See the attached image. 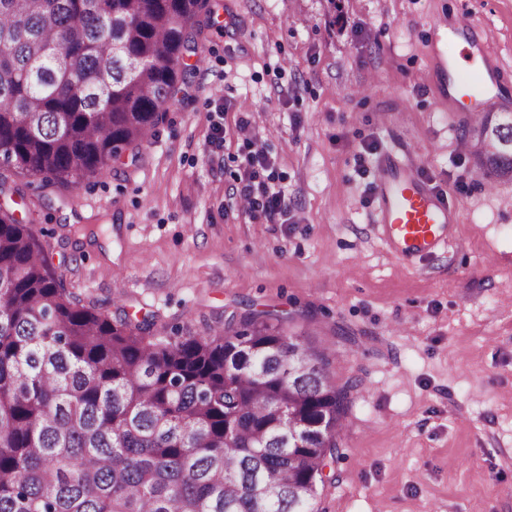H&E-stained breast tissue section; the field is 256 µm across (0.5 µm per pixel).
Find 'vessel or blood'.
<instances>
[{"mask_svg":"<svg viewBox=\"0 0 512 512\" xmlns=\"http://www.w3.org/2000/svg\"><path fill=\"white\" fill-rule=\"evenodd\" d=\"M473 21L458 17L435 21L432 45L434 78L459 122L470 121L486 105L512 104V81L500 66L487 37L476 35ZM465 42L467 54L448 55L445 41ZM375 191L380 199L378 222L386 242L404 256L435 254L445 231L458 220L457 209L439 198L417 176L406 156H386L378 169Z\"/></svg>","mask_w":512,"mask_h":512,"instance_id":"vessel-or-blood-1","label":"vessel or blood"}]
</instances>
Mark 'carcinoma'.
I'll return each instance as SVG.
<instances>
[{"instance_id": "obj_1", "label": "carcinoma", "mask_w": 512, "mask_h": 512, "mask_svg": "<svg viewBox=\"0 0 512 512\" xmlns=\"http://www.w3.org/2000/svg\"><path fill=\"white\" fill-rule=\"evenodd\" d=\"M209 0H0V166L73 192L143 141ZM489 187L512 116L462 126ZM272 313L166 335L79 304L0 207V512H316L360 383ZM302 367L288 374V364Z\"/></svg>"}]
</instances>
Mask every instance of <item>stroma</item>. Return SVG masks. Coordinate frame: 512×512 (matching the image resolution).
I'll list each match as a JSON object with an SVG mask.
<instances>
[{
  "label": "stroma",
  "mask_w": 512,
  "mask_h": 512,
  "mask_svg": "<svg viewBox=\"0 0 512 512\" xmlns=\"http://www.w3.org/2000/svg\"><path fill=\"white\" fill-rule=\"evenodd\" d=\"M457 15L512 72V0H212L200 62L110 175L75 197L0 170V203L82 304L156 334L265 310L334 346L331 377L361 388L319 512H512V182L484 191L434 82L430 25ZM258 149L288 201L263 224L236 196ZM409 150L459 219L407 263L374 183Z\"/></svg>",
  "instance_id": "obj_1"
}]
</instances>
